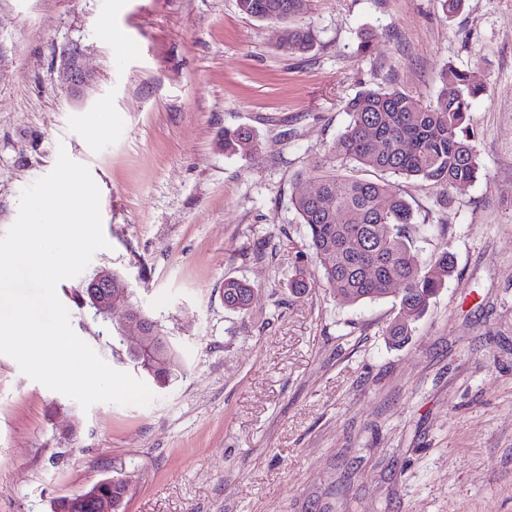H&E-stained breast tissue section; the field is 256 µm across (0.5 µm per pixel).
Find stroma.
<instances>
[{
	"label": "stroma",
	"mask_w": 512,
	"mask_h": 512,
	"mask_svg": "<svg viewBox=\"0 0 512 512\" xmlns=\"http://www.w3.org/2000/svg\"><path fill=\"white\" fill-rule=\"evenodd\" d=\"M295 23L303 54L237 0H0V235L59 152L87 165L108 247L57 286L71 326L132 372L123 308L83 296L110 270L183 362L150 404L85 411L0 354V512H52L108 477L129 482L125 512H512V0L452 17L440 0H310ZM73 51L95 74L80 97ZM449 66L485 87L482 168L444 205L391 179L415 247L456 265L393 347V297L323 287L290 198L356 93L426 104ZM240 127L254 148L225 151ZM228 277L254 288L247 312L225 309Z\"/></svg>",
	"instance_id": "obj_1"
}]
</instances>
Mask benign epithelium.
I'll return each mask as SVG.
<instances>
[{
    "instance_id": "obj_1",
    "label": "benign epithelium",
    "mask_w": 512,
    "mask_h": 512,
    "mask_svg": "<svg viewBox=\"0 0 512 512\" xmlns=\"http://www.w3.org/2000/svg\"><path fill=\"white\" fill-rule=\"evenodd\" d=\"M63 75L76 95L82 93L93 81V74L84 67L80 55L76 52L67 57ZM86 290L100 314H108L118 306H125L119 332L127 351L152 349L151 340L154 332L149 330L139 311L124 305L123 291L112 281V272L103 270L95 274L86 282Z\"/></svg>"
}]
</instances>
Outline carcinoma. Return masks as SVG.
Wrapping results in <instances>:
<instances>
[{
	"instance_id": "cac0c4a2",
	"label": "carcinoma",
	"mask_w": 512,
	"mask_h": 512,
	"mask_svg": "<svg viewBox=\"0 0 512 512\" xmlns=\"http://www.w3.org/2000/svg\"><path fill=\"white\" fill-rule=\"evenodd\" d=\"M308 2L239 0V9L252 18L279 23L277 47L297 53L308 50L313 38L310 31L290 21L306 11ZM483 92L482 85L452 66L441 72V89L428 104L396 88L361 91L347 103L350 121L329 148V155L382 178L350 177L336 172L334 165L323 166L314 179L320 196L301 190L292 193V207L306 228L308 247L325 287L350 305L396 294V316L383 331L393 345L404 344L412 336L415 323L452 277L454 262L446 249L428 257L415 249L407 235L412 210L388 177L420 181L445 199L452 190L474 181L481 161L473 145L476 132L470 101ZM224 146L248 152L254 138L245 130L227 132ZM323 198L329 206L321 204ZM250 294V284L224 279L225 308L248 311ZM156 352L167 361L166 367L144 372L162 385L179 372L181 359L163 335L157 338ZM99 491L112 496L119 512L124 509L125 480L114 478ZM55 512L98 510L82 491L60 498Z\"/></svg>"
}]
</instances>
